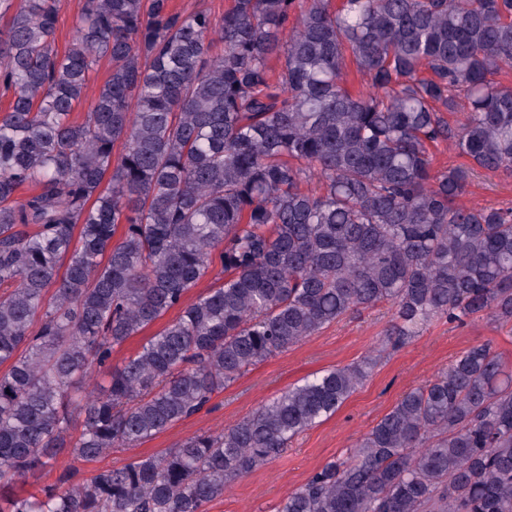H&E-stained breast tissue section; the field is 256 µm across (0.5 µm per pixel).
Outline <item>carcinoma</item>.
<instances>
[{
  "mask_svg": "<svg viewBox=\"0 0 512 512\" xmlns=\"http://www.w3.org/2000/svg\"><path fill=\"white\" fill-rule=\"evenodd\" d=\"M58 4L0 0V512H206L335 413L373 359L159 455L82 479L75 464L167 430L350 312L391 304L383 350L434 321H512V207L458 203L475 169L512 171V86L496 80L512 0H233L219 19L84 0L63 53ZM440 143L471 165L434 169ZM212 273L224 282L182 306ZM277 512H512V371L468 348ZM111 71V64L107 59H103L99 66L97 67V71L94 74V78L86 90L84 97L82 99L81 104L75 110L73 117L82 121L85 117V113L90 109L98 91V87L105 81ZM181 307L174 308L165 314L161 319L146 328L138 336L127 340L121 347L115 348L112 353V365L120 364L125 358L134 354L140 346L156 332L161 330L169 321L175 319L180 313Z\"/></svg>",
  "mask_w": 512,
  "mask_h": 512,
  "instance_id": "cac0c4a2",
  "label": "carcinoma"
}]
</instances>
